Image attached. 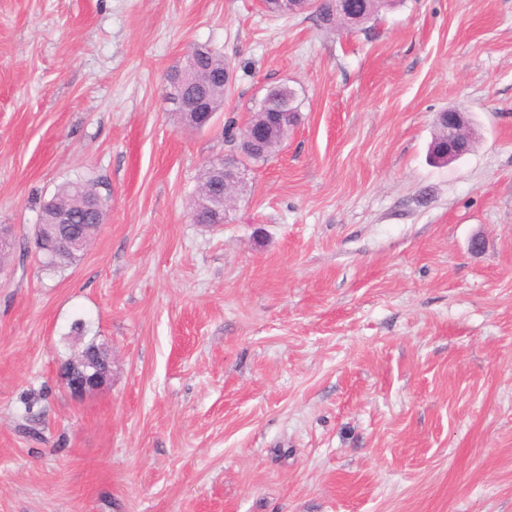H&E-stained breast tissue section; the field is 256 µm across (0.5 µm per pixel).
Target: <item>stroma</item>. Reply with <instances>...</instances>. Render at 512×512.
<instances>
[{"mask_svg": "<svg viewBox=\"0 0 512 512\" xmlns=\"http://www.w3.org/2000/svg\"><path fill=\"white\" fill-rule=\"evenodd\" d=\"M200 46L234 91L186 129L165 88ZM282 83L297 124L195 223L225 123ZM448 108L478 139L437 166ZM76 182L105 219L49 269L35 226ZM1 224L0 512H512V0L343 32L260 0H0ZM78 321L112 352L80 402ZM74 366L63 378L64 387L74 400H82L103 389L112 375V360L105 366L88 362H74Z\"/></svg>", "mask_w": 512, "mask_h": 512, "instance_id": "35a3bbf8", "label": "stroma"}]
</instances>
